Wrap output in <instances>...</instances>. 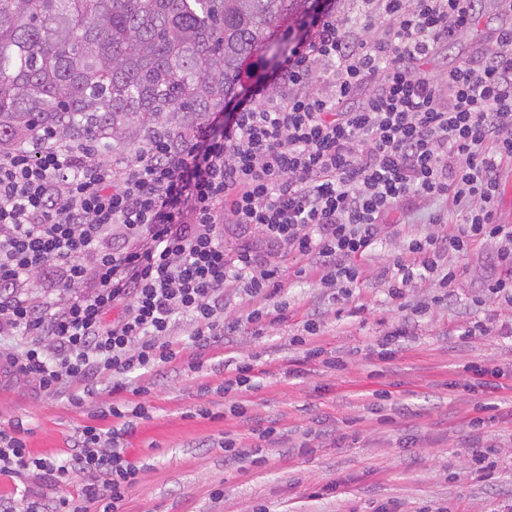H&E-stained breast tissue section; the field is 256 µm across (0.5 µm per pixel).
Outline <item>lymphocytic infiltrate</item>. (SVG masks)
<instances>
[{
	"mask_svg": "<svg viewBox=\"0 0 512 512\" xmlns=\"http://www.w3.org/2000/svg\"><path fill=\"white\" fill-rule=\"evenodd\" d=\"M475 0H378L364 40L319 9L250 99L187 141L162 140L125 165L56 146L0 153V376L82 405L174 361V316L190 341L224 337V288L271 296L280 259L312 261L349 298L389 214L418 197L467 211L455 232L413 240L388 293L459 280L448 258L496 240L490 299L512 304V224L495 219L499 171L512 161V26L448 71L423 65L468 31ZM258 229L265 250L224 251V225ZM40 275L32 285V275ZM111 427L84 426L66 458L29 451L0 428V476L24 485L26 512H118L139 470L124 440L142 404L109 406ZM84 475L77 495L47 488Z\"/></svg>",
	"mask_w": 512,
	"mask_h": 512,
	"instance_id": "obj_1",
	"label": "lymphocytic infiltrate"
}]
</instances>
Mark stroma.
Masks as SVG:
<instances>
[{"instance_id": "obj_1", "label": "stroma", "mask_w": 512, "mask_h": 512, "mask_svg": "<svg viewBox=\"0 0 512 512\" xmlns=\"http://www.w3.org/2000/svg\"><path fill=\"white\" fill-rule=\"evenodd\" d=\"M511 23L503 0H481L472 29L440 47L426 69L445 78ZM441 212L447 224L433 223ZM465 219L441 198L393 212L346 301L318 273L298 274L291 256L281 260V288L271 298L229 284L224 320L235 329L223 341L186 346L157 373L129 374L117 391L100 378L85 407L25 382L1 383L0 426L22 422L32 453L60 458L83 426H111L101 410L139 400L146 415L124 446L141 472L122 512H498L512 501V337L457 335L512 323V307L487 297L494 245L454 257L462 276L452 297L427 283L398 300L388 293L395 255ZM256 308L283 317L259 330L246 321ZM404 322L411 336L384 358L379 339ZM309 347L322 349V358H306ZM331 357L342 367L329 366ZM486 361L503 367L502 388H466L470 366ZM241 363L253 364L257 377L249 388L225 391ZM236 403L246 415L231 413ZM200 406L211 418L196 415ZM479 416L486 425L476 435L470 422ZM270 426L275 434L259 439ZM227 436L257 448L256 462L226 464Z\"/></svg>"}]
</instances>
